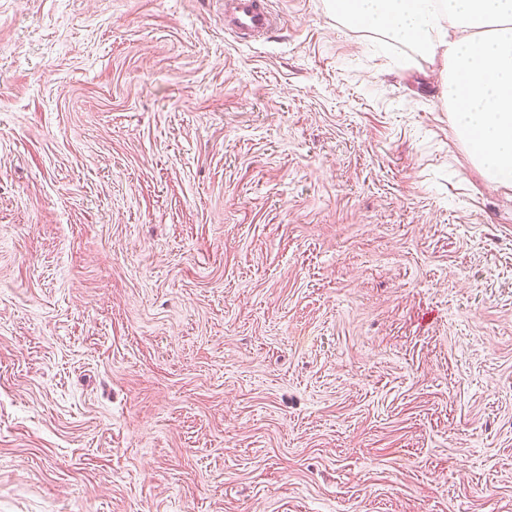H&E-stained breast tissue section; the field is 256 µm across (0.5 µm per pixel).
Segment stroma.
<instances>
[{
  "label": "stroma",
  "mask_w": 512,
  "mask_h": 512,
  "mask_svg": "<svg viewBox=\"0 0 512 512\" xmlns=\"http://www.w3.org/2000/svg\"><path fill=\"white\" fill-rule=\"evenodd\" d=\"M272 4L0 0V512H512V191ZM275 25L270 0L224 1V32L240 39H256L271 32Z\"/></svg>",
  "instance_id": "stroma-1"
}]
</instances>
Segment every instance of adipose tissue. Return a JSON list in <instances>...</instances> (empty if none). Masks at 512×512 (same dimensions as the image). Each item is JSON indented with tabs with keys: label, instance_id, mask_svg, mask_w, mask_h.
Instances as JSON below:
<instances>
[{
	"label": "adipose tissue",
	"instance_id": "1",
	"mask_svg": "<svg viewBox=\"0 0 512 512\" xmlns=\"http://www.w3.org/2000/svg\"><path fill=\"white\" fill-rule=\"evenodd\" d=\"M346 26L440 57L451 127L480 175L512 189V0H328Z\"/></svg>",
	"mask_w": 512,
	"mask_h": 512
}]
</instances>
